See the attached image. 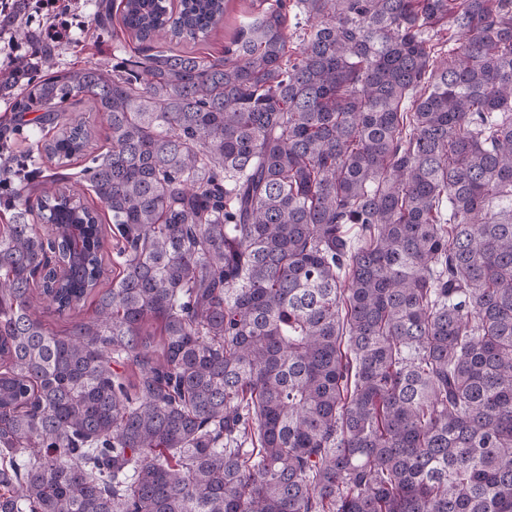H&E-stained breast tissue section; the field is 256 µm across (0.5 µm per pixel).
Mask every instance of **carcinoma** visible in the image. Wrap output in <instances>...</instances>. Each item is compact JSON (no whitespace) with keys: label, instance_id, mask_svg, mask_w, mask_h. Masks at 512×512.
I'll list each match as a JSON object with an SVG mask.
<instances>
[{"label":"carcinoma","instance_id":"carcinoma-1","mask_svg":"<svg viewBox=\"0 0 512 512\" xmlns=\"http://www.w3.org/2000/svg\"><path fill=\"white\" fill-rule=\"evenodd\" d=\"M261 4L211 58L154 42L226 0H121L109 69L3 21L15 112L60 130L0 124V512H512V0ZM86 154L112 278L36 184Z\"/></svg>","mask_w":512,"mask_h":512}]
</instances>
